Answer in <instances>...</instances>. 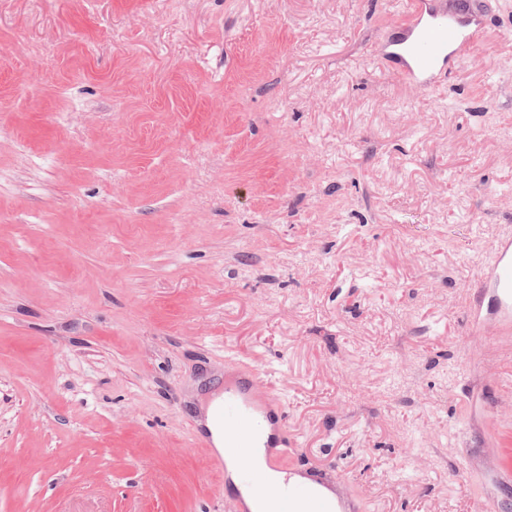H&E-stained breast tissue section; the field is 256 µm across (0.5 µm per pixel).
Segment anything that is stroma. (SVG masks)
I'll return each mask as SVG.
<instances>
[{
	"instance_id": "35a3bbf8",
	"label": "stroma",
	"mask_w": 512,
	"mask_h": 512,
	"mask_svg": "<svg viewBox=\"0 0 512 512\" xmlns=\"http://www.w3.org/2000/svg\"><path fill=\"white\" fill-rule=\"evenodd\" d=\"M433 91L402 0H0V512H231L241 366L352 512H512V0ZM494 266L484 276L482 288H490L505 317L512 313V238L500 239L494 247Z\"/></svg>"
}]
</instances>
